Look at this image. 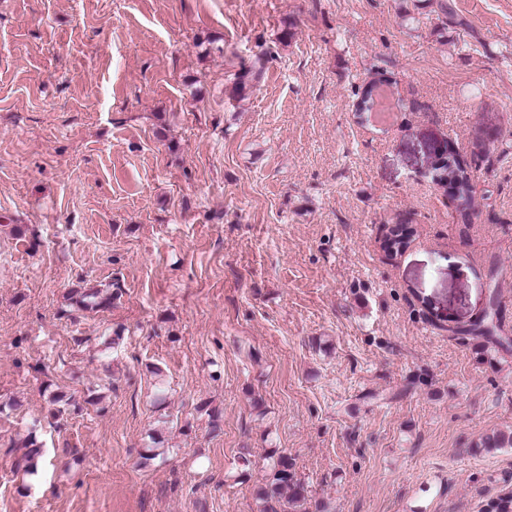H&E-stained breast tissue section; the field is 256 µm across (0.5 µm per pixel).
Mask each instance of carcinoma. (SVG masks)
<instances>
[{
  "mask_svg": "<svg viewBox=\"0 0 512 512\" xmlns=\"http://www.w3.org/2000/svg\"><path fill=\"white\" fill-rule=\"evenodd\" d=\"M264 61L259 57L248 65H243L235 74L231 92L242 97L245 92L259 83L263 73ZM443 171L454 175L459 185L456 187L457 208L462 220L470 219V204L473 187L471 177L460 162L446 165ZM411 230L404 224H398L392 229L391 236L384 241L385 248L399 250L407 244ZM123 294L119 279H114L110 288H80L74 290L70 297L71 304L81 311H100L112 305ZM13 448H21L23 452L15 461V470L27 476L37 474L41 448L37 444L36 435L32 432L19 443L11 442ZM476 448H511L512 432L497 433L487 436L474 444ZM257 500L259 512H331L330 504L321 499H314L309 485L298 477L295 462L288 454L276 449L267 457L262 484L258 487ZM482 512H512V491H505L490 498L483 506Z\"/></svg>",
  "mask_w": 512,
  "mask_h": 512,
  "instance_id": "cac0c4a2",
  "label": "carcinoma"
}]
</instances>
